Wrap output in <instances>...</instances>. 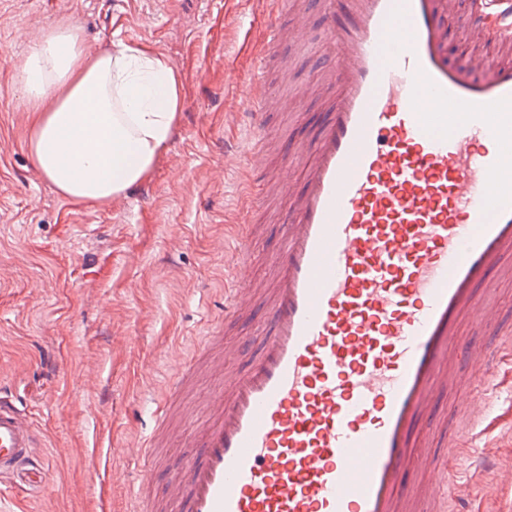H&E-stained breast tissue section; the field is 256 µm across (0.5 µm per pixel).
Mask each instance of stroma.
<instances>
[{
  "label": "stroma",
  "instance_id": "35a3bbf8",
  "mask_svg": "<svg viewBox=\"0 0 512 512\" xmlns=\"http://www.w3.org/2000/svg\"><path fill=\"white\" fill-rule=\"evenodd\" d=\"M308 17L306 46H283L269 75L272 99L308 91L304 110L276 114L267 130L268 167L279 170L287 143L312 134L324 116L311 93L319 60L332 52L317 0H288ZM261 0H0V386L22 403L43 446L32 481L0 473V512H128L143 475L122 452L152 433L154 398L177 361L192 353L224 304L226 218L242 194L238 162L249 130L237 121L224 72H249L263 44ZM78 28L87 54L123 42L166 57L181 88L172 135L150 177L109 201L58 194L35 166L18 68L57 23ZM268 197L250 242L249 277L263 281L282 228ZM269 329L264 308L224 336L241 369ZM493 381L499 467L512 462V384ZM173 435L152 472L166 487L195 425L172 416ZM451 461L450 512H512V488L495 472L481 483Z\"/></svg>",
  "mask_w": 512,
  "mask_h": 512
}]
</instances>
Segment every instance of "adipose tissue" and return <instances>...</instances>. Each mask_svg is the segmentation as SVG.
Returning <instances> with one entry per match:
<instances>
[{"instance_id": "ef3b65f1", "label": "adipose tissue", "mask_w": 512, "mask_h": 512, "mask_svg": "<svg viewBox=\"0 0 512 512\" xmlns=\"http://www.w3.org/2000/svg\"><path fill=\"white\" fill-rule=\"evenodd\" d=\"M80 31L50 27L19 71L31 151L65 198L104 201L140 183L168 142L180 105L173 67L127 44L87 55Z\"/></svg>"}]
</instances>
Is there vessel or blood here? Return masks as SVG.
I'll list each match as a JSON object with an SVG mask.
<instances>
[{
  "instance_id": "vessel-or-blood-1",
  "label": "vessel or blood",
  "mask_w": 512,
  "mask_h": 512,
  "mask_svg": "<svg viewBox=\"0 0 512 512\" xmlns=\"http://www.w3.org/2000/svg\"><path fill=\"white\" fill-rule=\"evenodd\" d=\"M458 0H322L335 46L326 117L311 140L290 144L294 186L277 172L288 207L269 265L270 329L259 353L225 374L213 328L162 385L154 435L139 449L145 473L134 512H418L448 497L442 469L422 489L405 474L435 459L434 400L465 387L467 370L512 367V338L480 302L481 289L512 278V59L445 51ZM470 0L464 22L492 44L506 14ZM264 49L251 75L233 76L238 116L257 136L267 126L266 68L287 40L305 42L306 18L287 26L288 0H271ZM252 227H236L224 322L251 315L244 271ZM477 336H460L463 319ZM225 375L211 414L195 429L181 471L164 493L150 474L172 412L200 367ZM491 412L469 404L465 432L448 447L476 469L475 441ZM38 430L0 388V471L23 474Z\"/></svg>"
}]
</instances>
